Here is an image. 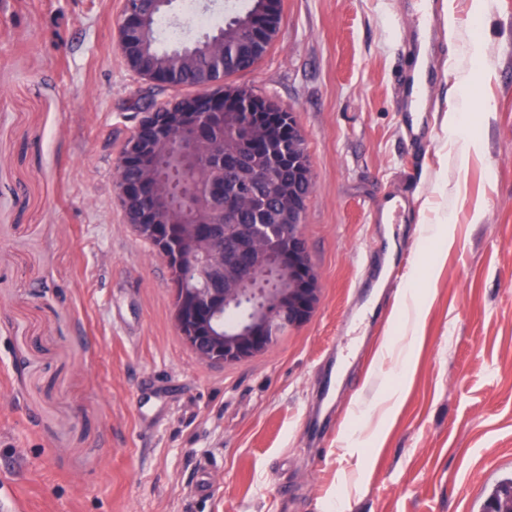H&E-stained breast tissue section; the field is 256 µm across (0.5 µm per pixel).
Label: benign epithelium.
Returning <instances> with one entry per match:
<instances>
[{"instance_id":"1","label":"benign epithelium","mask_w":512,"mask_h":512,"mask_svg":"<svg viewBox=\"0 0 512 512\" xmlns=\"http://www.w3.org/2000/svg\"><path fill=\"white\" fill-rule=\"evenodd\" d=\"M245 113L244 140L237 148L241 165L251 167L248 153L249 135L254 131L250 112L251 103L240 107ZM178 143L191 161L198 160L204 145L205 125L198 122L193 108L187 107L177 122ZM124 149L130 156L149 157L153 150L150 140L133 130ZM308 155L305 139L298 132L288 139V160L299 171ZM123 208H133L138 213L135 231L143 238L158 239V229L149 223L153 212L142 209L134 200L129 188H117ZM310 195L297 189L296 181L288 179V250L258 254V262L266 267L275 265L284 277L280 288L271 289L262 307L247 303L248 289L244 284L249 272L236 266L238 250L246 247L230 225L224 226L225 243L202 240L192 230L193 224H183V250L181 259L175 261L167 249L155 246L157 254L169 265L174 280V323L196 356L208 363H234L269 351L280 335L308 321L319 303V277L310 262L303 215ZM231 308H241L245 316L224 324V313Z\"/></svg>"}]
</instances>
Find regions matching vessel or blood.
<instances>
[{"label": "vessel or blood", "instance_id": "b4317fda", "mask_svg": "<svg viewBox=\"0 0 512 512\" xmlns=\"http://www.w3.org/2000/svg\"><path fill=\"white\" fill-rule=\"evenodd\" d=\"M438 17L437 0H412L406 16V23L413 31L410 51L415 58V67L399 76L397 87L402 93L401 112L408 143L416 150L425 144L426 109L433 89L431 60L441 41ZM407 207V195H390L375 211L373 221L377 224L400 223Z\"/></svg>", "mask_w": 512, "mask_h": 512}]
</instances>
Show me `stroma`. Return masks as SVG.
<instances>
[{
  "label": "stroma",
  "mask_w": 512,
  "mask_h": 512,
  "mask_svg": "<svg viewBox=\"0 0 512 512\" xmlns=\"http://www.w3.org/2000/svg\"><path fill=\"white\" fill-rule=\"evenodd\" d=\"M123 5L0 0V490L26 512H479L512 474V0H444L420 153L394 82L408 0H280L233 82L306 138L320 301L231 364L185 342L170 270L124 217L132 105L180 90L130 68ZM406 190V223L371 222Z\"/></svg>",
  "instance_id": "obj_1"
}]
</instances>
